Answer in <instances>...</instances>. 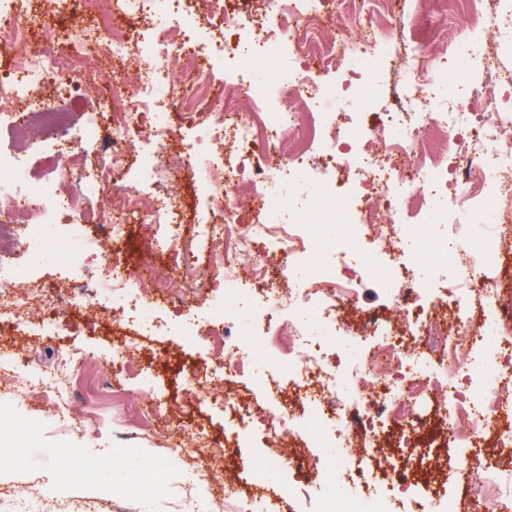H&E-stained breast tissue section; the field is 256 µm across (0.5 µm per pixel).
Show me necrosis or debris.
Listing matches in <instances>:
<instances>
[{
    "label": "necrosis or debris",
    "mask_w": 512,
    "mask_h": 512,
    "mask_svg": "<svg viewBox=\"0 0 512 512\" xmlns=\"http://www.w3.org/2000/svg\"><path fill=\"white\" fill-rule=\"evenodd\" d=\"M333 2L245 0L236 9L229 0H0V51L10 56L0 135L31 133L51 161L37 175L0 144V323L10 325L0 342L16 367L0 381V399L39 402L55 425L72 429L68 398L85 353L63 351L50 371L24 364L25 335L58 330L51 306L131 301L133 326L148 336L160 306L180 312L183 284L208 285L222 290V302L175 327L189 344L209 337L224 345L223 361L184 375L200 404L223 413L224 445L202 428L164 432L167 447H192L182 459L184 506L253 512L265 471L285 463L367 485V494L336 497L324 512H403L408 504L426 512L430 498L448 494L425 478L445 458L468 476L484 512H512V398L503 393L512 384V286L500 277L512 258V143L500 137L512 126V71L501 69L497 41L483 34L491 23L512 33V0H461L473 33L441 53L426 13L396 16L401 49L392 51L367 21L364 0L350 15L354 41L319 42L318 32L336 24ZM35 12L43 18L36 38ZM67 20L63 39L57 26ZM244 57L277 67L258 82L237 67ZM352 57L369 63L358 89L365 111L379 101L374 69L395 64L386 118L371 134L326 109L340 96L332 72ZM455 62L461 69L450 83L442 72ZM131 70L145 78L129 91ZM480 76L507 97L477 94ZM103 78L111 94L72 130V89L94 90ZM180 122L194 137L176 156L160 158L137 136L146 126L162 142ZM296 132L298 158L275 155ZM76 171L88 175L80 189L70 179ZM184 178L202 194L190 244L174 193ZM245 187L254 200L247 211L238 200ZM433 200L495 222L479 247L458 244L432 223ZM88 217L103 237L58 230ZM143 217L147 247L164 254L167 278L94 263L105 242L125 244L129 225ZM338 222L345 236L313 249L314 226ZM49 246L68 257L53 283L9 260L16 248L33 256ZM199 253L208 260L201 272ZM427 260L451 269L448 285L409 280ZM74 268L84 270L83 286L72 285ZM369 280L407 282L406 300L397 318L367 313L348 330L345 315ZM308 312L318 324L305 320ZM490 328L491 345L483 340ZM433 335L444 341L438 354L409 357V343ZM257 366L265 370L264 405L238 389ZM309 406L321 420L304 431L296 414ZM257 440L265 457L217 479L225 449ZM486 443L497 450L494 462L478 453ZM325 448L341 449L350 467L329 465Z\"/></svg>",
    "instance_id": "4bbe7bcc"
}]
</instances>
